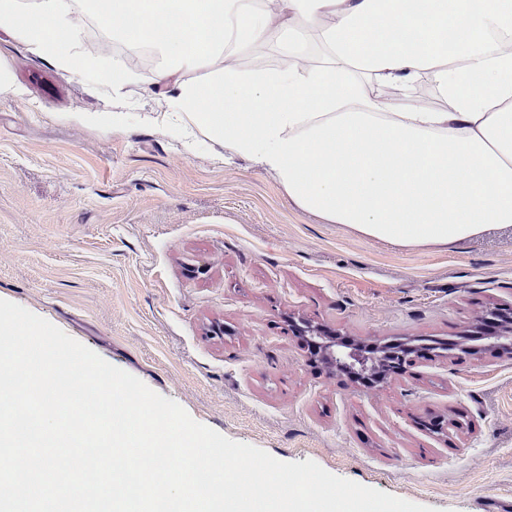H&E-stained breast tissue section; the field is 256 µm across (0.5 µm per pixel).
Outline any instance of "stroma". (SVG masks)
Returning <instances> with one entry per match:
<instances>
[{
  "mask_svg": "<svg viewBox=\"0 0 512 512\" xmlns=\"http://www.w3.org/2000/svg\"><path fill=\"white\" fill-rule=\"evenodd\" d=\"M0 299L223 436L437 512H512V357H435L383 390L310 366L295 315L367 342L462 335L512 304V227L402 249L301 211L273 176L147 122L0 27ZM130 113L128 127L97 121ZM224 325L209 335L212 323Z\"/></svg>",
  "mask_w": 512,
  "mask_h": 512,
  "instance_id": "35a3bbf8",
  "label": "stroma"
}]
</instances>
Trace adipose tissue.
Returning <instances> with one entry per match:
<instances>
[{
    "mask_svg": "<svg viewBox=\"0 0 512 512\" xmlns=\"http://www.w3.org/2000/svg\"><path fill=\"white\" fill-rule=\"evenodd\" d=\"M0 0V26L72 70L87 5ZM104 29L160 57L156 84L186 152L223 148L302 210L402 247L512 227V0H107ZM275 39L294 66L244 72ZM208 67L206 81L188 73ZM429 80L443 100L412 96ZM375 82L393 100L365 92Z\"/></svg>",
    "mask_w": 512,
    "mask_h": 512,
    "instance_id": "1",
    "label": "adipose tissue"
}]
</instances>
